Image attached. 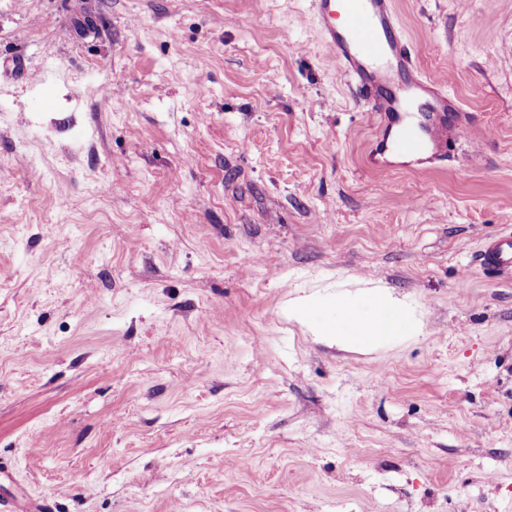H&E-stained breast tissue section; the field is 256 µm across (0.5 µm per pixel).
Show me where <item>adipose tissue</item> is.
Segmentation results:
<instances>
[{
  "label": "adipose tissue",
  "instance_id": "adipose-tissue-1",
  "mask_svg": "<svg viewBox=\"0 0 512 512\" xmlns=\"http://www.w3.org/2000/svg\"><path fill=\"white\" fill-rule=\"evenodd\" d=\"M332 306L335 320L316 327L315 333L333 340L341 349L376 347L420 332L418 321L410 317L405 303L385 290L371 292L366 310L356 305L349 291L337 293Z\"/></svg>",
  "mask_w": 512,
  "mask_h": 512
}]
</instances>
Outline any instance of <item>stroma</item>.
Here are the masks:
<instances>
[{"label":"stroma","mask_w":512,"mask_h":512,"mask_svg":"<svg viewBox=\"0 0 512 512\" xmlns=\"http://www.w3.org/2000/svg\"><path fill=\"white\" fill-rule=\"evenodd\" d=\"M393 5L471 116L422 169L370 167L378 126L309 0H0L18 491L53 512H512V273L475 260L512 231V0ZM339 287L388 288L421 334L342 351L308 329L330 306L290 315Z\"/></svg>","instance_id":"1"}]
</instances>
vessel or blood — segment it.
Listing matches in <instances>:
<instances>
[{
	"mask_svg": "<svg viewBox=\"0 0 512 512\" xmlns=\"http://www.w3.org/2000/svg\"><path fill=\"white\" fill-rule=\"evenodd\" d=\"M310 20L342 73L358 88L384 135L378 155L430 160L468 131L467 112L444 79L417 70L392 0H311ZM487 269L512 271V234L487 238L478 253ZM49 503L19 494L0 498V512H47Z\"/></svg>",
	"mask_w": 512,
	"mask_h": 512,
	"instance_id": "b4317fda",
	"label": "vessel or blood"
}]
</instances>
